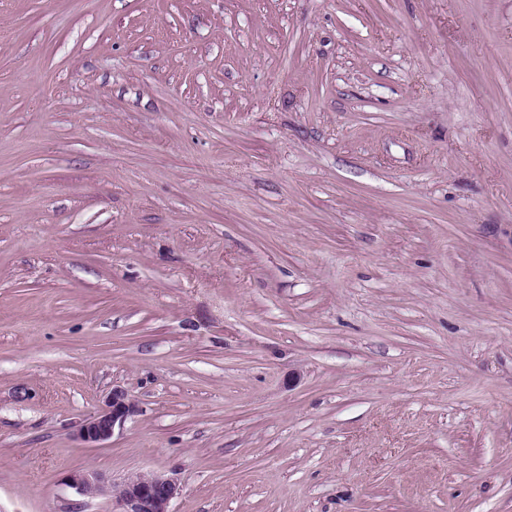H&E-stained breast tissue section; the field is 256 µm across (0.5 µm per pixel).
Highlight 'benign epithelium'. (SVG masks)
Here are the masks:
<instances>
[{"mask_svg":"<svg viewBox=\"0 0 512 512\" xmlns=\"http://www.w3.org/2000/svg\"><path fill=\"white\" fill-rule=\"evenodd\" d=\"M135 411L134 403L119 388L105 408L90 417L79 429L77 437L83 443L97 447L112 438L115 430L123 429L128 417ZM69 484L86 498H97L113 491L105 478L93 471H76L69 475ZM118 512H171L172 501L180 494V484L162 474H135L124 479L117 489Z\"/></svg>","mask_w":512,"mask_h":512,"instance_id":"1","label":"benign epithelium"}]
</instances>
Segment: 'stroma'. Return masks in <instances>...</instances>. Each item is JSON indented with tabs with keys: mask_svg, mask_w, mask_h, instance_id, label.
I'll return each instance as SVG.
<instances>
[{
	"mask_svg": "<svg viewBox=\"0 0 512 512\" xmlns=\"http://www.w3.org/2000/svg\"><path fill=\"white\" fill-rule=\"evenodd\" d=\"M78 470L512 512V0H0V512ZM134 411L135 405L127 393L122 389L114 388L105 408L81 426L77 437L91 447L100 446L112 438L116 429H123L128 417Z\"/></svg>",
	"mask_w": 512,
	"mask_h": 512,
	"instance_id": "obj_1",
	"label": "stroma"
}]
</instances>
